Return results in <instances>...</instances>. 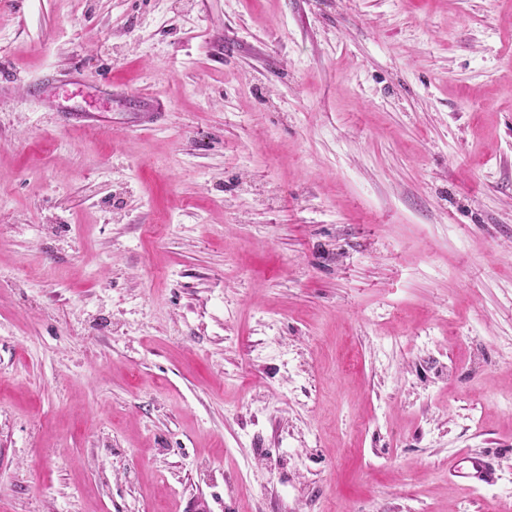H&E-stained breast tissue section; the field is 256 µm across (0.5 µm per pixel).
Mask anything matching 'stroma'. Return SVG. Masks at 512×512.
Returning <instances> with one entry per match:
<instances>
[{"label":"stroma","mask_w":512,"mask_h":512,"mask_svg":"<svg viewBox=\"0 0 512 512\" xmlns=\"http://www.w3.org/2000/svg\"><path fill=\"white\" fill-rule=\"evenodd\" d=\"M0 512H512V0H0ZM62 112H74L70 117V119H72L69 123L71 128H96L105 126L109 122V117L106 112H94L89 110H65ZM450 474L467 483H491L494 481V469L488 456L468 455L448 463Z\"/></svg>","instance_id":"35a3bbf8"}]
</instances>
